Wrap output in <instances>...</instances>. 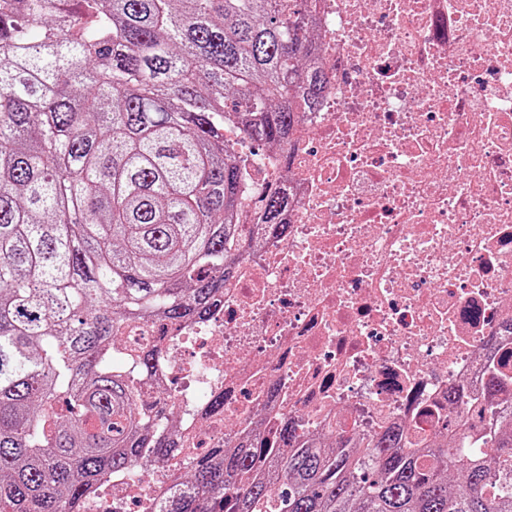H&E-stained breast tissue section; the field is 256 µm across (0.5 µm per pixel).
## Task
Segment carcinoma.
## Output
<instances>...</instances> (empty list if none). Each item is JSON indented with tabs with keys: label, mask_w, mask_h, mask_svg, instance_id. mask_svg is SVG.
Wrapping results in <instances>:
<instances>
[{
	"label": "carcinoma",
	"mask_w": 512,
	"mask_h": 512,
	"mask_svg": "<svg viewBox=\"0 0 512 512\" xmlns=\"http://www.w3.org/2000/svg\"><path fill=\"white\" fill-rule=\"evenodd\" d=\"M308 0H0V512H80L94 487L177 455L139 406L163 348L126 320L217 305L243 247L236 128L288 151L326 77ZM286 195L259 194L264 228ZM419 450L390 430L306 440L283 416L171 471L149 512H512L495 403ZM161 329L162 324L155 322L137 321L126 324L122 334L124 348L134 351L152 345Z\"/></svg>",
	"instance_id": "1"
}]
</instances>
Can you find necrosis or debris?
Wrapping results in <instances>:
<instances>
[{
	"mask_svg": "<svg viewBox=\"0 0 512 512\" xmlns=\"http://www.w3.org/2000/svg\"><path fill=\"white\" fill-rule=\"evenodd\" d=\"M314 18L326 87L289 157L260 154L244 184L287 193V236L242 206L256 245L217 307L123 329L129 351L164 338L138 403L183 407V459L282 414L304 436L394 427L421 447L493 374L512 410V0H315ZM170 488L143 471L83 512Z\"/></svg>",
	"mask_w": 512,
	"mask_h": 512,
	"instance_id": "4bbe7bcc",
	"label": "necrosis or debris"
}]
</instances>
